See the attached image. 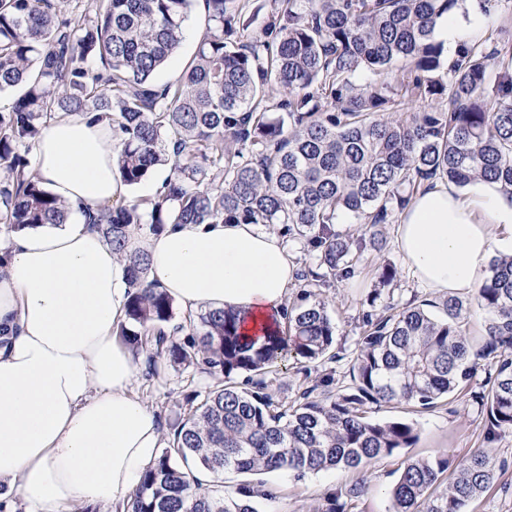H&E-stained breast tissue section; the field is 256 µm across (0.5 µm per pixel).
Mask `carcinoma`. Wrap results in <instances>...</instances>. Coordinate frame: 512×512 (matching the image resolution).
<instances>
[{"mask_svg":"<svg viewBox=\"0 0 512 512\" xmlns=\"http://www.w3.org/2000/svg\"><path fill=\"white\" fill-rule=\"evenodd\" d=\"M0 0V224L22 232L64 224L69 209L40 185L26 157L48 124L81 113L112 127L115 164L133 187L158 166L155 193L96 206L97 227L128 261L130 293L120 335L172 367L206 365L222 379L171 426L169 448L145 470L129 512H256L241 484L211 495L181 472L191 462L228 472L357 474L326 497L348 512L364 468L398 456L418 435L404 421L374 420L372 405L432 410L463 390L479 361L494 366L481 397L490 434L512 431V255L496 256L475 290L480 343L462 328L464 301L399 308L384 298L397 277L378 267L367 295L349 382L324 376L283 404L268 369L292 358L338 359L325 288L354 278L385 248L381 226L414 191L444 179L496 185L512 202V33L499 29L444 65L436 20L461 0H203L207 26L174 83L154 75L180 49L194 0ZM405 69L390 78L393 64ZM428 101L407 112L409 101ZM361 233L335 229L339 219ZM167 224H269L303 246L296 301L260 343L242 335L233 308L187 314L147 282V254L126 252L127 228ZM438 309L434 314L430 308ZM188 331L182 342L172 339ZM247 375V383L237 381ZM488 454L453 464L445 455L401 461L393 512H468L496 482Z\"/></svg>","mask_w":512,"mask_h":512,"instance_id":"carcinoma-1","label":"carcinoma"}]
</instances>
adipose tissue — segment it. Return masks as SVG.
<instances>
[{
	"label": "adipose tissue",
	"instance_id": "adipose-tissue-1",
	"mask_svg": "<svg viewBox=\"0 0 512 512\" xmlns=\"http://www.w3.org/2000/svg\"><path fill=\"white\" fill-rule=\"evenodd\" d=\"M485 23L441 16L434 38L456 48ZM112 130L73 114L52 121L34 153L42 185L72 210L65 224L0 226V505L34 512L117 507L164 446L156 412L133 394L147 353L117 339L131 293L125 261L82 213L128 195L114 169ZM150 259L149 282L182 309L231 307L249 337L281 321L299 266L258 224H180L127 231ZM395 244L437 295L474 292L493 252L512 255V204L480 182L431 181L401 215Z\"/></svg>",
	"mask_w": 512,
	"mask_h": 512
}]
</instances>
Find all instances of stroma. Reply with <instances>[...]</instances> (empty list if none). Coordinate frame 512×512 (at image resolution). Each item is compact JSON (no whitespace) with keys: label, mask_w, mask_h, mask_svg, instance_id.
I'll return each instance as SVG.
<instances>
[{"label":"stroma","mask_w":512,"mask_h":512,"mask_svg":"<svg viewBox=\"0 0 512 512\" xmlns=\"http://www.w3.org/2000/svg\"><path fill=\"white\" fill-rule=\"evenodd\" d=\"M206 24L204 7L201 0H196L186 22L182 52L172 57L157 73V81L173 82L180 77ZM382 230L387 240L384 251L369 258L359 276L323 292L328 313L336 324L335 351L341 357L340 362L314 364L305 371L300 370L294 360L282 362L276 373L266 377L276 400L290 402L308 381L327 374L332 375L336 382H343L348 359L360 334L361 301L377 285L378 266L389 263L397 269V277L389 290L398 307L428 299V292L419 288L411 278L405 259L394 243L395 225H383ZM490 369L489 362H482L466 390L439 409L413 414L405 406L390 405L372 408L370 415L377 420L401 419L413 423L419 439L409 453L416 457L443 454L456 463L476 449L488 451L499 478L494 487L472 505L471 510L512 512V431L488 439L486 420L478 402ZM212 382L213 378L205 368L178 371L162 362L157 371L148 370L140 375L134 394L158 413L163 427L167 428L177 416L187 411L189 399L204 395ZM400 463V458L391 457L366 468L365 490L358 498L352 499V512H390L389 490L397 477ZM354 480V474L344 469L309 473L302 477L284 472L267 473L263 481L272 496L256 499L255 507L257 512H321L327 493L350 487Z\"/></svg>","instance_id":"obj_1"}]
</instances>
